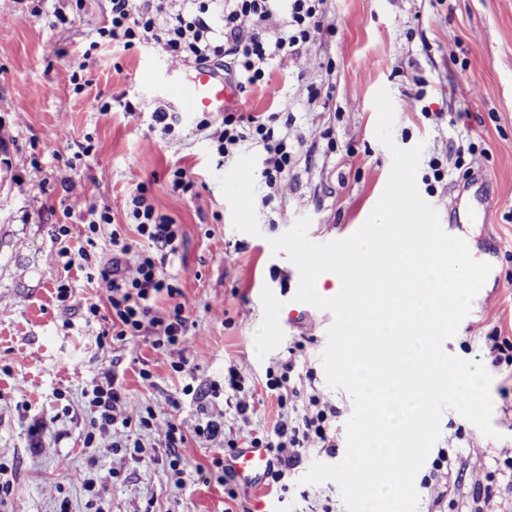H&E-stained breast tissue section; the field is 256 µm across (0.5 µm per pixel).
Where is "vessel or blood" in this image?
<instances>
[{
  "label": "vessel or blood",
  "mask_w": 512,
  "mask_h": 512,
  "mask_svg": "<svg viewBox=\"0 0 512 512\" xmlns=\"http://www.w3.org/2000/svg\"><path fill=\"white\" fill-rule=\"evenodd\" d=\"M163 90L178 110L187 115L224 113L239 94L235 83L225 80L221 71L207 65L195 66L185 76L167 79ZM268 463L266 452L260 448L238 449L231 460L237 478L247 489L262 483Z\"/></svg>",
  "instance_id": "b4317fda"
}]
</instances>
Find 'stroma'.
Masks as SVG:
<instances>
[{
  "mask_svg": "<svg viewBox=\"0 0 512 512\" xmlns=\"http://www.w3.org/2000/svg\"><path fill=\"white\" fill-rule=\"evenodd\" d=\"M111 0H0V464L10 492L0 512H95L71 474L101 477L106 512H346L335 482L303 483L302 463L288 478V498L268 488L225 497L213 475L215 443L188 435L179 448L182 482L168 468L157 431L141 440L156 462L111 449V436L83 444L90 408L83 391L118 374L129 403L179 417L196 403L186 384L223 383L229 366L244 378L254 414L239 417L232 393L212 400L224 432L247 448L286 411L267 390L266 372L280 362L312 358L311 386L335 406L330 422L338 447L353 411L350 395L330 388L321 355L327 332L318 313L289 321L300 275L270 239L303 216L310 239L347 237L379 201L392 166L375 137L379 89L391 95L394 143L422 145L416 175L420 196L439 213L443 229L464 238L472 256L492 270L445 352L481 362L492 377V425L485 437L454 410L441 418L438 447L458 470L445 498L415 487L421 512H512V349L492 361L494 339L512 342V0H327L320 34L297 62H276L268 86L239 94L241 112L277 114L288 122L292 159L276 187L262 175L265 151L245 142L220 157L196 117L174 111L161 83L143 73L184 74L190 63L151 42L130 49L102 39ZM320 91L319 102L309 98ZM424 100H415L419 88ZM442 113L426 120L422 107ZM168 112L171 132L153 115ZM448 174L435 181L431 161ZM195 183L174 190L173 172ZM144 184L156 211L181 224L183 242L168 257L186 301L192 347L187 371L175 372L148 336L98 346L99 322H85L80 300L94 290L59 254L60 226L69 242L84 234L90 206H109L121 233L138 235L127 201ZM485 200L479 220L465 224L456 203ZM66 284L74 298L59 301ZM148 366L153 387L138 371ZM494 456H485V449ZM489 501L475 505L474 490Z\"/></svg>",
  "mask_w": 512,
  "mask_h": 512,
  "instance_id": "35a3bbf8",
  "label": "stroma"
}]
</instances>
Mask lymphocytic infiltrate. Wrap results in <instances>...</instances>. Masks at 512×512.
Returning a JSON list of instances; mask_svg holds the SVG:
<instances>
[{"label":"lymphocytic infiltrate","instance_id":"obj_1","mask_svg":"<svg viewBox=\"0 0 512 512\" xmlns=\"http://www.w3.org/2000/svg\"><path fill=\"white\" fill-rule=\"evenodd\" d=\"M168 0H111V26L104 34L122 42L124 48L153 40L168 52L193 64H204L231 57L230 78L239 89L264 82L270 60L296 61L304 45L324 27L326 0H224V27L215 29L209 20V0H190L194 11L169 12ZM210 116H202L197 127L210 131L215 150L221 157L232 156L247 140L263 146L267 157L263 175L269 186H276L291 159L288 137L272 125L270 118L225 113L219 131H212ZM129 215L143 248L136 249L119 230H112L111 258L93 262L91 251L102 225L111 223L109 210L92 213L84 240L77 249L62 248L68 264L78 265L89 284L101 294L85 300L90 319L99 321V345L124 341L130 336L150 333L154 349L172 356V367L183 371L189 362L191 342L185 315L183 292L178 280L166 270V260L180 243V228L173 220L156 213L143 188H136L128 201ZM167 298L171 306L159 313L156 302ZM91 416L86 426L85 444L96 435L115 433L113 448L131 450L133 458L145 460L146 453L134 435L135 429L161 427L164 446L184 444V423L174 415L141 412L130 405L117 376L91 385ZM331 406L319 395L308 397V405L293 410L276 422L272 431L254 436L253 447L271 456L266 474L268 485L278 497L288 492V477L311 454L333 455L336 439L329 433Z\"/></svg>","mask_w":512,"mask_h":512}]
</instances>
